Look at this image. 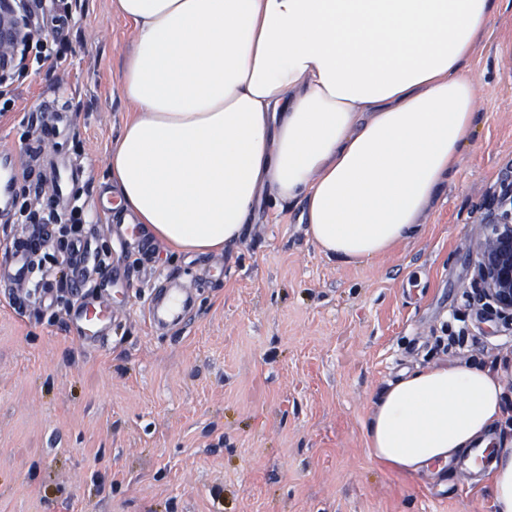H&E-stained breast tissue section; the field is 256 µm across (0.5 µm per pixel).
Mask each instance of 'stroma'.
<instances>
[{
	"label": "stroma",
	"mask_w": 512,
	"mask_h": 512,
	"mask_svg": "<svg viewBox=\"0 0 512 512\" xmlns=\"http://www.w3.org/2000/svg\"><path fill=\"white\" fill-rule=\"evenodd\" d=\"M72 13L64 66L20 86L0 150L21 151L29 111L60 97L90 210L134 109L122 87L138 45L117 0ZM509 49L502 0L467 71L474 132L420 233L381 255L328 256L300 205L263 197L240 242L205 256L223 281L163 252L197 295L179 332H151L120 302L111 343L93 350L65 332L70 293L26 315L0 295V512H494L472 469H380L364 425L403 372L476 366L503 390L496 435L512 436V324L471 286L479 219L512 180Z\"/></svg>",
	"instance_id": "stroma-1"
}]
</instances>
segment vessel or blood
<instances>
[{"label": "vessel or blood", "mask_w": 512, "mask_h": 512, "mask_svg": "<svg viewBox=\"0 0 512 512\" xmlns=\"http://www.w3.org/2000/svg\"><path fill=\"white\" fill-rule=\"evenodd\" d=\"M23 35V26L16 12L0 9V41L13 42ZM32 134L21 153L0 154V224L15 221V181L20 168H27L36 183L48 182L53 187L51 209L57 215L67 213L72 192L85 177L83 162L64 149L47 151L46 145L61 140L69 129L68 114L63 105L51 103L32 115ZM96 209L106 215H116L115 233L121 251H134L145 260L140 278L149 282L152 289L144 296L141 309L153 330H180L186 325L187 316L195 305L192 291L179 287L177 276L161 272L154 258L160 251L155 242L136 221L121 207L118 198L109 189L96 192ZM50 235L46 224L33 225L27 238L14 240L6 250V259L0 263V287H7L16 308L26 309L22 298V283L32 279L34 257L42 249ZM94 236H86L78 242L70 255L71 286L75 302L65 326L70 336L87 347L105 348L112 336V281L109 277L112 264L98 254Z\"/></svg>", "instance_id": "b4317fda"}]
</instances>
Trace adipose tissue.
<instances>
[{"instance_id": "adipose-tissue-1", "label": "adipose tissue", "mask_w": 512, "mask_h": 512, "mask_svg": "<svg viewBox=\"0 0 512 512\" xmlns=\"http://www.w3.org/2000/svg\"><path fill=\"white\" fill-rule=\"evenodd\" d=\"M137 30L112 153L125 208L176 253L237 242L257 198L303 203L314 243L382 254L421 218L474 129L466 76L500 0H119ZM502 389L432 366L384 392L370 457L416 473L495 445V512H512Z\"/></svg>"}]
</instances>
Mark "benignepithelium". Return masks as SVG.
I'll return each instance as SVG.
<instances>
[{"mask_svg": "<svg viewBox=\"0 0 512 512\" xmlns=\"http://www.w3.org/2000/svg\"><path fill=\"white\" fill-rule=\"evenodd\" d=\"M473 287L492 316L512 322V188L481 220Z\"/></svg>", "mask_w": 512, "mask_h": 512, "instance_id": "benign-epithelium-1", "label": "benign epithelium"}]
</instances>
